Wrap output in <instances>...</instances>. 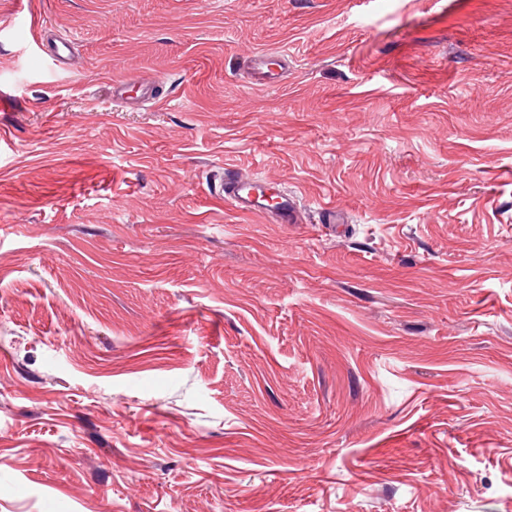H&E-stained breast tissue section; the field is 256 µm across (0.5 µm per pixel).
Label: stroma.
Instances as JSON below:
<instances>
[{
    "mask_svg": "<svg viewBox=\"0 0 512 512\" xmlns=\"http://www.w3.org/2000/svg\"><path fill=\"white\" fill-rule=\"evenodd\" d=\"M1 100L0 512H512V0H0ZM74 49L73 40L65 35L58 36L53 41L47 40V54L57 66L66 64ZM288 65L287 59L283 56H270L267 54L256 56L254 58V70L260 82L266 86H276L279 78L282 76V71ZM138 87L136 97L130 96L129 86L130 83L127 81H112L110 92L112 98L121 100L124 102L133 100L135 104H143L152 100H160L161 95L159 93V85L155 78H144L140 79L135 83ZM265 184L271 183L227 169L218 184L211 183L210 193L215 198L231 202L235 210L241 214L271 215L278 224L297 223L296 197L278 188L277 191L270 190L264 186ZM269 198L275 200L271 207L266 203Z\"/></svg>",
    "mask_w": 512,
    "mask_h": 512,
    "instance_id": "stroma-1",
    "label": "stroma"
}]
</instances>
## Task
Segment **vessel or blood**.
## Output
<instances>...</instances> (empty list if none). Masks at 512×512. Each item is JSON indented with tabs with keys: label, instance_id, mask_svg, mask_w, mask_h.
Listing matches in <instances>:
<instances>
[{
	"label": "vessel or blood",
	"instance_id": "obj_1",
	"mask_svg": "<svg viewBox=\"0 0 512 512\" xmlns=\"http://www.w3.org/2000/svg\"><path fill=\"white\" fill-rule=\"evenodd\" d=\"M35 42H46L47 54L55 65L67 63L73 54L75 44L67 36H59L53 41H44L42 34H35ZM287 60L283 56L260 55L254 59V69L265 85H277ZM110 92L114 99L133 100L143 104L159 99V82L154 78L138 80L136 86L128 82L116 81ZM210 192L213 197L232 203L239 213L269 215L279 224H293L297 221L298 201L294 195L283 190H271L251 176H245L234 170H225L218 183L212 184Z\"/></svg>",
	"mask_w": 512,
	"mask_h": 512
}]
</instances>
